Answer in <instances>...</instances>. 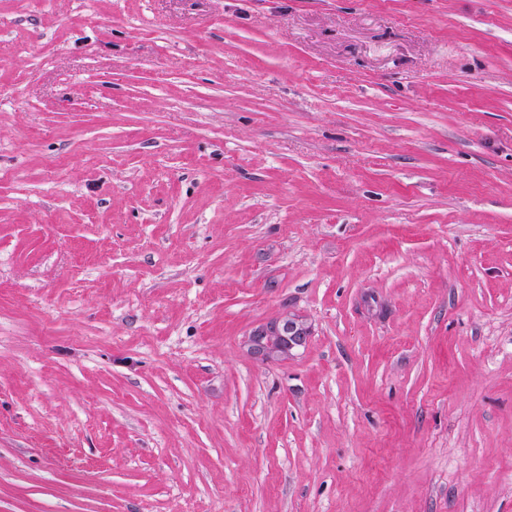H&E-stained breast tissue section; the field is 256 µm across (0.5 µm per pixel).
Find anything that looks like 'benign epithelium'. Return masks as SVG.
<instances>
[{
  "mask_svg": "<svg viewBox=\"0 0 512 512\" xmlns=\"http://www.w3.org/2000/svg\"><path fill=\"white\" fill-rule=\"evenodd\" d=\"M309 328L297 315H286L256 328L248 337L249 351L263 361H277L304 346Z\"/></svg>",
  "mask_w": 512,
  "mask_h": 512,
  "instance_id": "benign-epithelium-1",
  "label": "benign epithelium"
}]
</instances>
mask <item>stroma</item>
<instances>
[{"label":"stroma","instance_id":"1","mask_svg":"<svg viewBox=\"0 0 512 512\" xmlns=\"http://www.w3.org/2000/svg\"><path fill=\"white\" fill-rule=\"evenodd\" d=\"M0 512H512V0H0ZM309 328L297 315H286L256 328L248 337L249 351L263 361H278L304 346Z\"/></svg>","mask_w":512,"mask_h":512}]
</instances>
